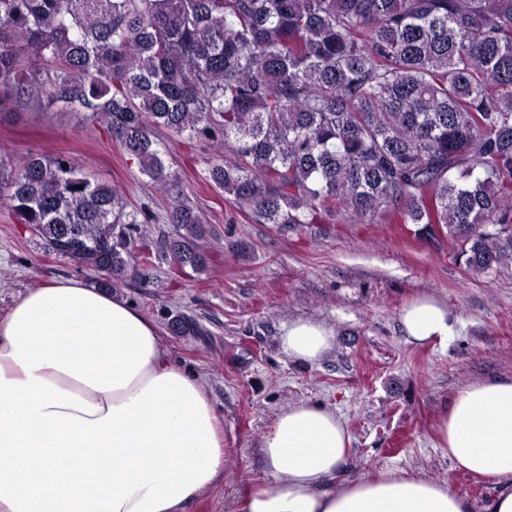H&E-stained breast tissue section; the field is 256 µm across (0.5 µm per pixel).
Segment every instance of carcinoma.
Instances as JSON below:
<instances>
[{
  "instance_id": "cac0c4a2",
  "label": "carcinoma",
  "mask_w": 512,
  "mask_h": 512,
  "mask_svg": "<svg viewBox=\"0 0 512 512\" xmlns=\"http://www.w3.org/2000/svg\"><path fill=\"white\" fill-rule=\"evenodd\" d=\"M83 112L166 194L165 256L204 227L157 137L224 155L208 180L264 224H429L473 270L512 266V0H0V114ZM45 249L118 287L147 211L63 154L0 160Z\"/></svg>"
}]
</instances>
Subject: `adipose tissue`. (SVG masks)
Instances as JSON below:
<instances>
[{"mask_svg":"<svg viewBox=\"0 0 512 512\" xmlns=\"http://www.w3.org/2000/svg\"><path fill=\"white\" fill-rule=\"evenodd\" d=\"M414 345L442 344L455 321L420 295L399 316ZM322 323L284 327L282 351L314 363L333 345ZM457 468L497 485L486 512H512V378L459 388L438 427ZM351 438L335 410L296 403L259 444L268 481L242 512H471L446 484L385 469L333 478ZM0 512H184L222 476L219 417L133 305L75 279L18 295L0 316Z\"/></svg>","mask_w":512,"mask_h":512,"instance_id":"1","label":"adipose tissue"}]
</instances>
